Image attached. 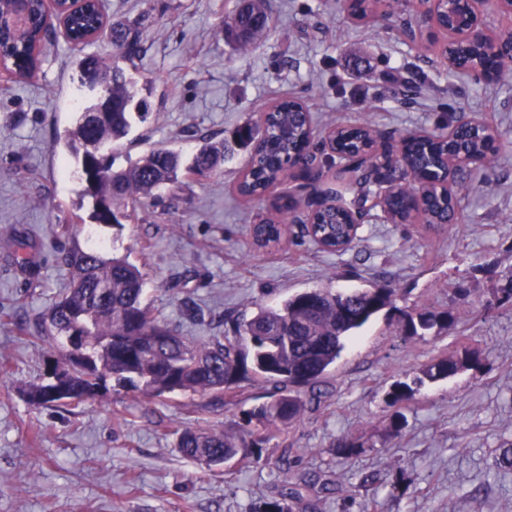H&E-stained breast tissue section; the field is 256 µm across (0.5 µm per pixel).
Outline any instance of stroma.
Returning <instances> with one entry per match:
<instances>
[{"instance_id":"obj_1","label":"stroma","mask_w":512,"mask_h":512,"mask_svg":"<svg viewBox=\"0 0 512 512\" xmlns=\"http://www.w3.org/2000/svg\"><path fill=\"white\" fill-rule=\"evenodd\" d=\"M267 4L270 27L243 52L224 36L239 0H105L112 20H141L147 48L127 72L151 116L134 127L124 152L191 153L193 135L231 137L285 95L306 103L319 130L367 122L395 138L446 128L449 107H459L489 122L500 147L491 167L461 175L457 222L394 224L374 208L345 252L322 251L306 237L254 249L249 227L274 208L237 194L249 157L238 147L222 174L165 192L161 205L140 209L123 228L93 223L78 206V184L63 173L69 153L60 141L77 110L78 69L58 31L35 76L0 80V230H32L42 261L40 286L28 287L0 246V304L23 294L35 314L54 302L66 281L52 262L65 242L55 227L77 212L85 221L70 241L127 256L145 273L155 312L199 341L224 335V316L248 318L309 288L380 281L395 285L398 308L454 306L455 333L410 343L396 316L379 315L327 375V397L267 443L257 465L206 471L175 448V429L240 424L264 402V387L242 384L238 403L219 409L196 395L151 401L122 390L72 415L33 409L24 391L39 377L42 351L14 325L0 324V512H251L285 478L319 473L329 476L331 491L314 512H512V474L498 478L490 469L497 448L512 441V308L474 312L512 267V75L490 85L456 75L398 36L395 15L360 24L341 0ZM458 285L467 297L454 296ZM187 301L214 323L184 317ZM461 336L485 350L484 372L421 388L405 410L402 436L387 437L385 390ZM344 436L371 447L342 460L334 446ZM400 469L410 487L396 497L391 484Z\"/></svg>"}]
</instances>
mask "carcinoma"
I'll return each mask as SVG.
<instances>
[{
    "label": "carcinoma",
    "instance_id": "carcinoma-1",
    "mask_svg": "<svg viewBox=\"0 0 512 512\" xmlns=\"http://www.w3.org/2000/svg\"><path fill=\"white\" fill-rule=\"evenodd\" d=\"M378 0H355L351 13L360 20L375 17ZM15 0H0V59L17 75H23L44 61L43 46L49 32L44 0H27L23 28L11 22ZM269 22L266 0H249L247 12H236L225 23L224 33L244 49L255 48ZM69 31L81 36L100 30L115 47L112 60L96 52H82L78 60V82L83 90L100 91L112 98V111L98 116L90 109L98 104L93 97L83 111L76 113L75 124L66 130L64 145L75 158L81 184L80 197L88 200L89 218L96 224L123 225L138 207L161 202L159 191L179 186L190 176L208 178L224 162V141L203 136L190 164L170 149H156L137 159L126 157L116 165L119 146L136 122L147 120L149 112L134 105L135 85L127 76L124 62L133 63L146 53L141 31L135 25L116 21L109 24L94 0L71 13ZM370 129L347 125L337 129L336 154L352 156L364 149ZM456 141H434L408 133L401 140L399 154L387 164L379 180L374 170L359 171L349 190L358 193L353 201L365 207L371 187L404 180L413 172L428 181L423 212L428 225L453 224L457 220V196L440 195L432 169L441 165L442 156L459 149L489 159L495 155L491 143L496 137L490 126L461 125ZM235 143L250 149L243 180L236 186L245 202H252L275 184L288 165L301 156L310 161L324 151L314 142L305 115L296 104L280 100L266 112L262 125L245 122L235 133ZM395 219H404L405 198L388 194L384 198ZM360 225L351 223L344 208L319 210L307 234L320 249L338 252L357 238ZM287 228L264 220L254 225L252 237L260 248L275 247L286 236ZM5 243L13 250L14 263L31 282L40 279V262L29 233L13 229ZM55 264L67 275V288L32 322L15 320L24 307L23 299L0 304V320L13 324L20 334L56 348V354L43 358L42 382L24 391L29 406H60L73 411L103 395L108 378L117 385L151 400L170 395H200L206 405L221 408L235 402L240 383L270 387L267 400L246 413L244 424L224 430L184 428L174 431L176 447L187 458L208 470L230 463L257 464L270 433L286 430L298 422L312 404L320 403L326 375L335 366L346 342L381 312H398L402 335L407 340H424L456 329L458 313L452 307L403 310L394 304L397 289L388 283L369 288L338 291L312 288L290 296L282 304L259 309L252 317L236 321L233 336H213L198 342L182 336L160 318L146 302L143 271L125 256L104 257L99 249L63 248L55 254ZM506 287L483 307L512 306V269L504 274ZM487 355L481 349L462 343L444 357L422 365L411 381H393L384 395L388 411L386 434L399 437L406 425L403 409L427 383L445 380L459 372L480 373ZM66 367L69 375L68 400L55 397L56 385L49 376V364ZM368 448L359 438L338 441L335 454L354 459ZM500 473L512 471V443H506L494 459ZM314 480L287 482L276 495L265 497L253 512H296L303 501L300 485Z\"/></svg>",
    "mask_w": 512,
    "mask_h": 512
}]
</instances>
